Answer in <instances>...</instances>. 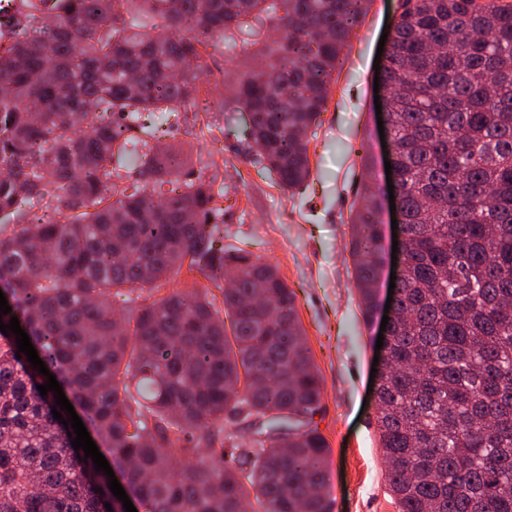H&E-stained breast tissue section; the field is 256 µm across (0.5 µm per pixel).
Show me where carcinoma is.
<instances>
[{
    "label": "carcinoma",
    "mask_w": 512,
    "mask_h": 512,
    "mask_svg": "<svg viewBox=\"0 0 512 512\" xmlns=\"http://www.w3.org/2000/svg\"><path fill=\"white\" fill-rule=\"evenodd\" d=\"M15 0L0 12V283L40 359L131 463L148 512H332L323 380L295 292L224 249L215 177L180 182L143 113L193 107L210 47L265 15L282 33L225 99L286 190L310 175L352 27L370 0ZM384 107L405 250L377 425L398 512H512V7L405 0ZM351 215L365 319L379 206ZM209 282L167 286L183 264ZM139 291L120 322L112 292ZM230 328H225L222 313ZM47 377L0 332V512H107L114 495L54 419ZM257 434L236 443L241 414Z\"/></svg>",
    "instance_id": "carcinoma-1"
}]
</instances>
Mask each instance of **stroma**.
<instances>
[{
  "label": "stroma",
  "instance_id": "1",
  "mask_svg": "<svg viewBox=\"0 0 512 512\" xmlns=\"http://www.w3.org/2000/svg\"><path fill=\"white\" fill-rule=\"evenodd\" d=\"M400 3L372 0L354 27L348 59L310 139L311 176L300 188L283 190L264 169L243 115L225 106V89L213 76L201 77L207 105L190 108L178 129L158 133V148L181 156L183 175L219 163L225 248L276 265L296 294L307 346L323 378L317 421L329 446L333 512H398L369 389L382 318L365 320L359 309L349 240L350 208L362 189L389 201L387 186L377 185L364 164L368 157L388 156L378 129L373 64Z\"/></svg>",
  "mask_w": 512,
  "mask_h": 512
}]
</instances>
